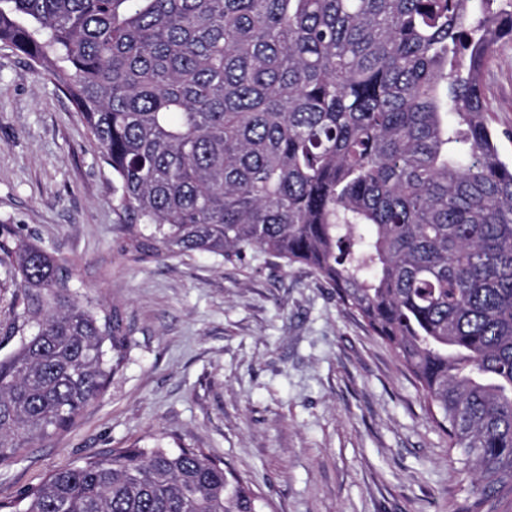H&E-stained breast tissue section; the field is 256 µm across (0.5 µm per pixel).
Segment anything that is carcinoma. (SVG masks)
Listing matches in <instances>:
<instances>
[{"mask_svg":"<svg viewBox=\"0 0 512 512\" xmlns=\"http://www.w3.org/2000/svg\"><path fill=\"white\" fill-rule=\"evenodd\" d=\"M512 0H0V44L72 101L135 263L259 252L307 266L414 376L479 512L512 497V165L483 74ZM0 467L70 429L125 359L68 265L0 235ZM8 512H262L202 448L56 470ZM19 294L5 264H0V327L5 328L12 316V302Z\"/></svg>","mask_w":512,"mask_h":512,"instance_id":"1","label":"carcinoma"}]
</instances>
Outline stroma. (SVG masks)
Listing matches in <instances>:
<instances>
[{"label": "stroma", "instance_id": "obj_1", "mask_svg": "<svg viewBox=\"0 0 512 512\" xmlns=\"http://www.w3.org/2000/svg\"><path fill=\"white\" fill-rule=\"evenodd\" d=\"M512 160V44L484 77ZM111 171L58 87L0 45V224L74 264L73 292L117 311L127 357L70 431L0 469V501L52 471L154 440L205 449L263 512H465L458 463L390 347L305 266L256 253L135 263Z\"/></svg>", "mask_w": 512, "mask_h": 512}]
</instances>
